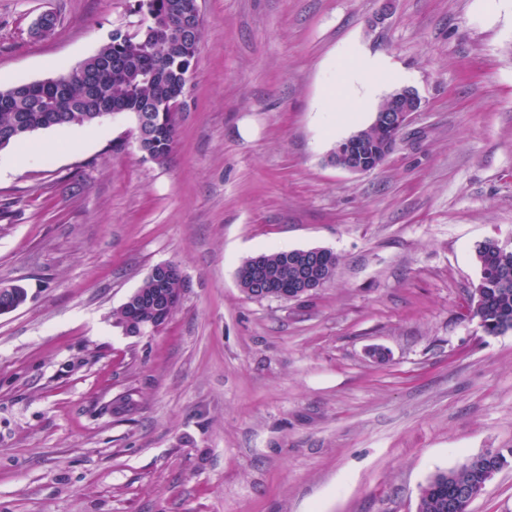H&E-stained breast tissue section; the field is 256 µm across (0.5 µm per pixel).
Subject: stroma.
Segmentation results:
<instances>
[{
  "instance_id": "1",
  "label": "stroma",
  "mask_w": 512,
  "mask_h": 512,
  "mask_svg": "<svg viewBox=\"0 0 512 512\" xmlns=\"http://www.w3.org/2000/svg\"><path fill=\"white\" fill-rule=\"evenodd\" d=\"M199 5L167 162L117 114L34 132L41 159L0 177V282L28 290L0 315V512H417L431 475L512 448V331L464 315L475 244L512 241V0ZM148 22L0 0V89ZM360 51L397 72L326 134L323 74ZM405 85L422 109L384 163L330 165ZM285 247L334 252L332 280L247 297L242 263ZM166 262L179 307L126 335L115 312ZM469 512H512V464Z\"/></svg>"
}]
</instances>
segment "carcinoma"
Instances as JSON below:
<instances>
[{"label": "carcinoma", "mask_w": 512, "mask_h": 512, "mask_svg": "<svg viewBox=\"0 0 512 512\" xmlns=\"http://www.w3.org/2000/svg\"><path fill=\"white\" fill-rule=\"evenodd\" d=\"M149 25L167 30V39L156 45L151 53L136 56L134 47L119 49L112 42L102 45L78 67L61 76L65 85L63 101L56 100L51 86L30 87L19 82L0 89V151L28 138L26 133L5 137V133L24 125L31 132L56 127L92 126L97 118L101 99L111 98L121 102L126 113L135 115L143 104L158 99V127L155 128L152 160L163 164L172 153L177 138L176 112L184 105V89L195 63L198 48L188 51L180 41V10L185 0H148ZM149 68L159 66L160 78L154 85L137 79L131 66ZM55 116L54 124L48 118ZM364 138L379 167L387 151L379 146V135L369 125L355 132ZM474 256L480 279L477 299L467 308V316L481 322L488 336H497L512 330V250H506L495 239H485L475 244ZM292 251H278L260 255L261 268L271 276L293 282L297 276L291 264ZM512 449L498 450L497 463L476 456L457 467L432 475L422 487L417 512H466L468 502L464 495H480L494 473L509 465L507 456Z\"/></svg>", "instance_id": "carcinoma-1"}]
</instances>
